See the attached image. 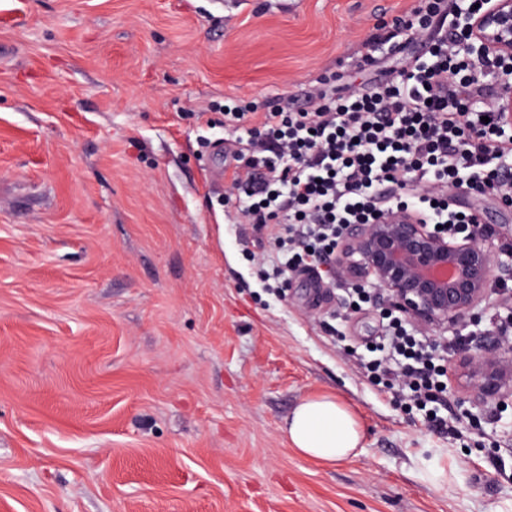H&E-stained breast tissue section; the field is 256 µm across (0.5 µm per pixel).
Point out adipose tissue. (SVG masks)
Masks as SVG:
<instances>
[{"mask_svg": "<svg viewBox=\"0 0 512 512\" xmlns=\"http://www.w3.org/2000/svg\"><path fill=\"white\" fill-rule=\"evenodd\" d=\"M285 435L299 455L324 465L355 457L364 439L356 415L333 394L300 400L287 421Z\"/></svg>", "mask_w": 512, "mask_h": 512, "instance_id": "ef3b65f1", "label": "adipose tissue"}]
</instances>
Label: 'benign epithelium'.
<instances>
[{
    "label": "benign epithelium",
    "instance_id": "obj_1",
    "mask_svg": "<svg viewBox=\"0 0 512 512\" xmlns=\"http://www.w3.org/2000/svg\"><path fill=\"white\" fill-rule=\"evenodd\" d=\"M468 36L462 53L512 58V0H493L470 19ZM334 263L353 287L374 285L422 329L466 324L490 299L494 284L512 278V260L501 259L476 228L448 236L404 210L348 225ZM511 350L494 337L483 347L458 350L457 367L471 387L473 405L512 397Z\"/></svg>",
    "mask_w": 512,
    "mask_h": 512
}]
</instances>
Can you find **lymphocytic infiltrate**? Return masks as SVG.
Returning a JSON list of instances; mask_svg holds the SVG:
<instances>
[{
    "mask_svg": "<svg viewBox=\"0 0 512 512\" xmlns=\"http://www.w3.org/2000/svg\"><path fill=\"white\" fill-rule=\"evenodd\" d=\"M488 2L467 0L434 31L416 22L422 54L387 72L374 91L339 92L325 76L303 108L225 105L224 123L239 144L224 154L238 221L279 227L264 261L273 287L306 258L332 256L347 225L371 223L380 211L402 207L428 224H471L474 214L451 209L454 190L489 188L512 201V134L496 111L498 91L470 77L502 64L458 51L468 15ZM375 350L370 372L394 377L393 397L436 422L434 404L448 387L438 343L394 317Z\"/></svg>",
    "mask_w": 512,
    "mask_h": 512,
    "instance_id": "f902f5d3",
    "label": "lymphocytic infiltrate"
}]
</instances>
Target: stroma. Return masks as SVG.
<instances>
[{
  "mask_svg": "<svg viewBox=\"0 0 512 512\" xmlns=\"http://www.w3.org/2000/svg\"><path fill=\"white\" fill-rule=\"evenodd\" d=\"M417 6L0 0V512H512V400L449 380L458 437L430 429L356 363L381 297L348 306L326 265L266 288L267 235L220 178L225 101L372 90L421 46L368 65L369 32ZM450 202L512 242L496 195ZM505 313L491 296L446 337L486 343ZM319 393L359 417L357 457L289 447Z\"/></svg>",
  "mask_w": 512,
  "mask_h": 512,
  "instance_id": "35a3bbf8",
  "label": "stroma"
}]
</instances>
